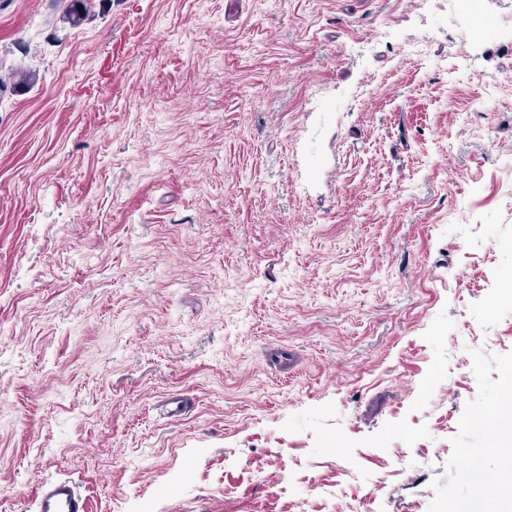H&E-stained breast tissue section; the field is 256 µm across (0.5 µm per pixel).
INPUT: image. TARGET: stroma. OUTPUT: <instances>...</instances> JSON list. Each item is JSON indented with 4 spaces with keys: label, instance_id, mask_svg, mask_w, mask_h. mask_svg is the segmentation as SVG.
Returning <instances> with one entry per match:
<instances>
[{
    "label": "stroma",
    "instance_id": "1",
    "mask_svg": "<svg viewBox=\"0 0 512 512\" xmlns=\"http://www.w3.org/2000/svg\"><path fill=\"white\" fill-rule=\"evenodd\" d=\"M483 9L507 36L464 0H0V512L474 501L512 398ZM512 437V406H500L496 419L490 425V448H497L502 440ZM39 512H82L81 500L70 481L47 485L39 500Z\"/></svg>",
    "mask_w": 512,
    "mask_h": 512
}]
</instances>
